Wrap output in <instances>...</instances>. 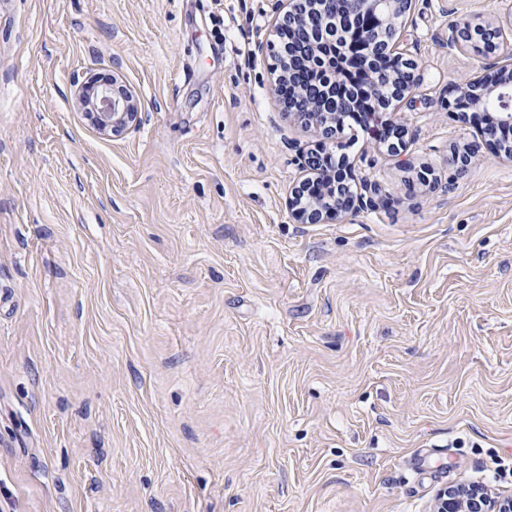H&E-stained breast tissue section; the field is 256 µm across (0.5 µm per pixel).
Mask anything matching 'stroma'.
Listing matches in <instances>:
<instances>
[{
    "mask_svg": "<svg viewBox=\"0 0 512 512\" xmlns=\"http://www.w3.org/2000/svg\"><path fill=\"white\" fill-rule=\"evenodd\" d=\"M286 9L0 0V512L512 495V156L449 110L483 57L446 45L512 0H413L395 152L276 100ZM104 77L141 107L114 134L79 103ZM319 148L373 202L303 224L291 191Z\"/></svg>",
    "mask_w": 512,
    "mask_h": 512,
    "instance_id": "stroma-1",
    "label": "stroma"
}]
</instances>
